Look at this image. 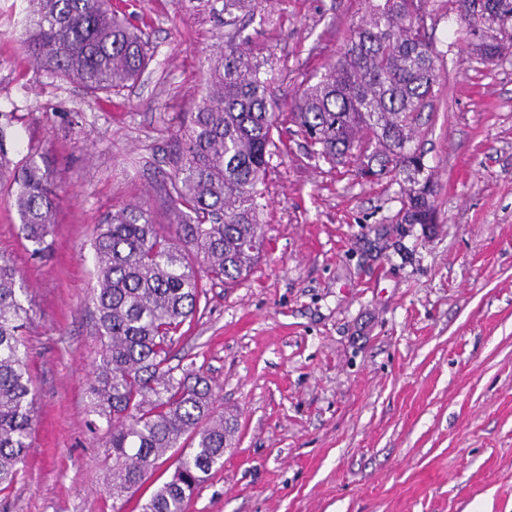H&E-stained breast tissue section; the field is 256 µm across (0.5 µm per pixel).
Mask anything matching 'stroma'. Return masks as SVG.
Returning a JSON list of instances; mask_svg holds the SVG:
<instances>
[{
  "mask_svg": "<svg viewBox=\"0 0 512 512\" xmlns=\"http://www.w3.org/2000/svg\"><path fill=\"white\" fill-rule=\"evenodd\" d=\"M149 39L141 78L91 100L48 83L17 41L23 0H0V162L50 151L62 187L51 252L31 256L0 195V253L23 271L36 397L33 445L0 512H140L160 460L113 501L91 431L97 351L92 231L160 185L204 61L224 40L204 0H112ZM364 0H265L245 33L291 100L342 47ZM446 73L416 144L436 221L401 223L399 185L313 157L289 116L267 175L264 248L233 287L205 288L175 353L202 367L235 433L186 512H512V52L474 62L464 8L429 0Z\"/></svg>",
  "mask_w": 512,
  "mask_h": 512,
  "instance_id": "obj_1",
  "label": "stroma"
}]
</instances>
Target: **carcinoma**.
<instances>
[{
    "instance_id": "carcinoma-1",
    "label": "carcinoma",
    "mask_w": 512,
    "mask_h": 512,
    "mask_svg": "<svg viewBox=\"0 0 512 512\" xmlns=\"http://www.w3.org/2000/svg\"><path fill=\"white\" fill-rule=\"evenodd\" d=\"M19 43L44 75L100 99L121 93L146 68L150 48L112 0H25ZM207 0L232 35L206 57L205 92L179 128L173 171L162 184L166 226L129 203L95 227L92 301L100 349L88 393L105 425L108 494L140 486L167 453L175 471L141 512H185L187 501L224 462L231 427L213 411L210 380L194 365H171L177 333L192 318L204 281L229 286L262 251L265 179L276 152L279 103L268 91L269 61L240 39L239 22L264 0ZM465 32L489 21L501 30L475 45L485 62L512 43V0H477ZM336 60L309 79L290 115L313 154L359 177L408 182L401 221L434 222L430 177L411 148L421 112L446 79L426 22V0H366ZM31 255L50 252L58 198L53 161L31 153L3 183ZM21 272L0 255V486L15 482L31 446L34 393L21 330L30 308Z\"/></svg>"
}]
</instances>
